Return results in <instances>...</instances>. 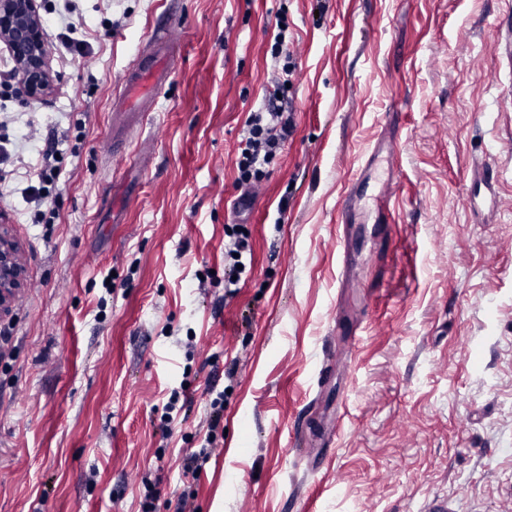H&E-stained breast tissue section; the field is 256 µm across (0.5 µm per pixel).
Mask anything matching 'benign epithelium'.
Returning <instances> with one entry per match:
<instances>
[{"instance_id": "7a95c632", "label": "benign epithelium", "mask_w": 512, "mask_h": 512, "mask_svg": "<svg viewBox=\"0 0 512 512\" xmlns=\"http://www.w3.org/2000/svg\"><path fill=\"white\" fill-rule=\"evenodd\" d=\"M0 41L7 44L18 63L20 84L26 96L37 98L50 87L48 53L36 0H0ZM18 246L5 225H0V318L7 316L23 285Z\"/></svg>"}]
</instances>
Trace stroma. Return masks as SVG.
I'll return each mask as SVG.
<instances>
[{
    "label": "stroma",
    "mask_w": 512,
    "mask_h": 512,
    "mask_svg": "<svg viewBox=\"0 0 512 512\" xmlns=\"http://www.w3.org/2000/svg\"><path fill=\"white\" fill-rule=\"evenodd\" d=\"M40 100L0 97V512H512V69L501 0H37ZM286 24L294 127L239 207L245 123ZM84 38L68 54L65 25ZM171 29L151 111L123 78ZM397 184L339 207L381 137ZM59 177L28 203L38 153ZM492 164L493 179L472 185ZM253 270L224 295V227ZM235 363L236 374L225 368ZM328 379L318 383L321 368ZM189 383L183 421L156 428ZM225 390L223 444L186 448ZM18 246L4 224L0 225V318L7 316L23 285ZM183 384V383H182ZM181 384V392L173 390L170 397L168 398V401L163 406V409L165 412L161 415L160 418V424L158 425V431L161 434L162 440H167L171 436V423L173 422L174 418L172 415V412L176 410L177 405L180 401L181 395L183 397H186V393L188 391V388L185 384ZM210 412L207 419V434L204 442L198 450H190L183 458V474L186 477L197 478L202 467L211 458V451L215 448L218 433L224 439V390L216 392L215 397L210 399Z\"/></svg>",
    "instance_id": "1"
}]
</instances>
